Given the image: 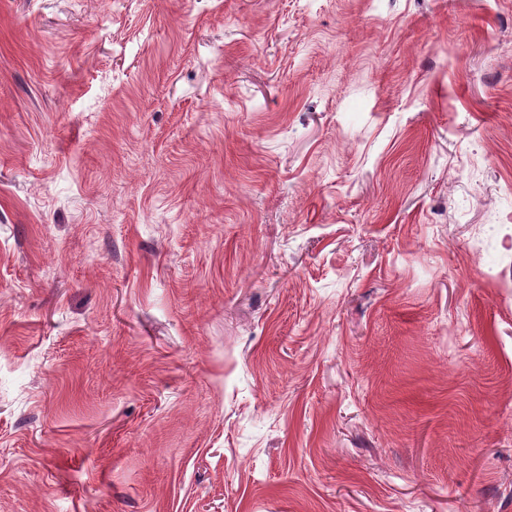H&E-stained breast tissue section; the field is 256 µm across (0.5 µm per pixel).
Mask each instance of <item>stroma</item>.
Listing matches in <instances>:
<instances>
[{
	"instance_id": "stroma-1",
	"label": "stroma",
	"mask_w": 512,
	"mask_h": 512,
	"mask_svg": "<svg viewBox=\"0 0 512 512\" xmlns=\"http://www.w3.org/2000/svg\"><path fill=\"white\" fill-rule=\"evenodd\" d=\"M0 512H512V0H0Z\"/></svg>"
}]
</instances>
